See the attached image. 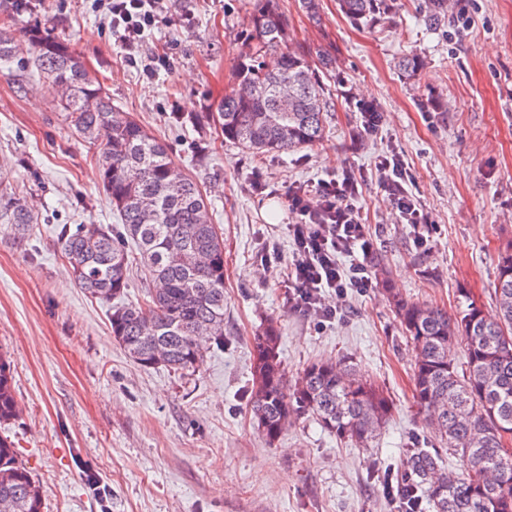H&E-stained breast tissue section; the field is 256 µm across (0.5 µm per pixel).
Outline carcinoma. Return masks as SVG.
<instances>
[{
  "mask_svg": "<svg viewBox=\"0 0 512 512\" xmlns=\"http://www.w3.org/2000/svg\"><path fill=\"white\" fill-rule=\"evenodd\" d=\"M354 23L375 26L391 17L394 0H339ZM235 93L198 119L207 136L255 154L295 151L319 143L329 108L322 77L335 57L297 44L278 0H256L243 38ZM279 53L275 68L264 56ZM32 55L39 79L66 120L97 148L99 182L116 224L62 227L57 244L74 281L109 305L112 338L145 369L196 370L210 345L224 340V239L197 183L168 147L112 98L72 47L34 25L25 41L0 32V61ZM21 202L8 223L25 235L36 223ZM138 263L149 283L137 301L126 299L129 272ZM413 352V398L434 435L404 449L401 476L416 496L413 512H512V243L498 256L495 313L469 293L450 314L387 289ZM279 329L270 320L253 338L250 413L270 443L309 414L324 430L356 448H368L392 414L382 387L336 360L308 363L294 381L279 358ZM464 361H459L458 353ZM10 364L0 356V423L17 417ZM460 471L450 472L443 451ZM0 509L43 512L39 484L0 437Z\"/></svg>",
  "mask_w": 512,
  "mask_h": 512,
  "instance_id": "1",
  "label": "carcinoma"
}]
</instances>
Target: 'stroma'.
<instances>
[{
    "instance_id": "1",
    "label": "stroma",
    "mask_w": 512,
    "mask_h": 512,
    "mask_svg": "<svg viewBox=\"0 0 512 512\" xmlns=\"http://www.w3.org/2000/svg\"><path fill=\"white\" fill-rule=\"evenodd\" d=\"M255 0H159L136 62L93 0H0L20 37L32 25L68 41L122 111L134 115L195 178L224 234V343L182 374L144 369L113 340L105 304L68 276L59 225L111 224L94 150L64 120L28 65L0 66V355L20 406L1 425L44 493V512H397L385 485L412 439L429 429L413 399L412 353L384 287L324 297L345 308L317 326L293 313L275 275L293 252V188L351 170L357 205L381 232L369 260L406 299L455 311L460 291L494 312L498 255L512 242V0H465L466 13L429 21L422 0H396L389 25L351 23L320 0L314 24L298 0H279L295 41L332 45L323 81L324 139L297 152L253 155L190 120L235 87ZM418 55L414 77L398 60ZM382 120L364 133L360 102ZM184 113L180 125L168 116ZM399 155L437 231L416 248L378 187L375 164ZM37 214L17 237L15 199ZM279 247L270 261L269 242ZM280 326L288 378L309 362L343 360L390 394L394 408L371 447L340 442L302 416L268 443L249 413L252 342Z\"/></svg>"
}]
</instances>
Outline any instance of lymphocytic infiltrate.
<instances>
[{
	"label": "lymphocytic infiltrate",
	"mask_w": 512,
	"mask_h": 512,
	"mask_svg": "<svg viewBox=\"0 0 512 512\" xmlns=\"http://www.w3.org/2000/svg\"><path fill=\"white\" fill-rule=\"evenodd\" d=\"M158 0H99L106 10L112 33L122 47L137 53L141 38L156 20ZM378 183L400 223L410 227L417 247H426L434 231L432 222L408 188L410 176L396 156L376 164ZM360 182L351 173L325 180L315 191L296 188L288 193V208L297 216L289 225L293 260L282 277L289 288L292 311L325 322L335 311L323 304L327 293L346 297L349 291L366 292L373 286L368 260L377 237L356 205Z\"/></svg>",
	"instance_id": "lymphocytic-infiltrate-1"
}]
</instances>
